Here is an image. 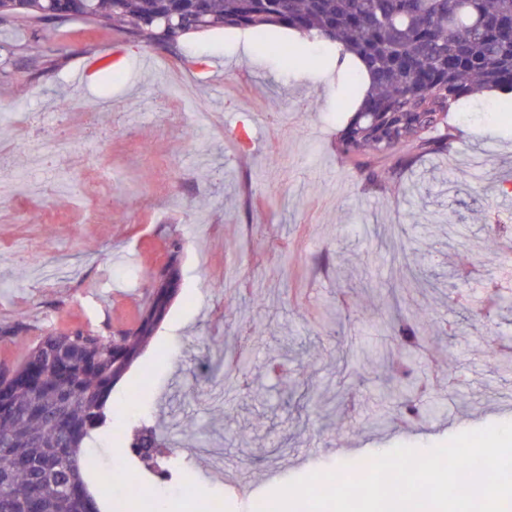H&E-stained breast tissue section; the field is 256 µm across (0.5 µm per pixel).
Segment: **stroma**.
<instances>
[{"label":"stroma","mask_w":512,"mask_h":512,"mask_svg":"<svg viewBox=\"0 0 512 512\" xmlns=\"http://www.w3.org/2000/svg\"><path fill=\"white\" fill-rule=\"evenodd\" d=\"M84 27L0 24L12 47L0 177L26 181L0 196V368L21 361L16 333L33 346L131 326L179 242V292L110 399L116 411L142 401L172 448V478L131 452V417L97 441L100 462L122 460L159 512H205L219 493L223 512H253L291 479L512 422V371L480 341L512 346V264L486 248L489 228L512 227V111L499 95L452 113L448 153L409 168L388 159L377 189L336 149L357 95L315 44L309 64L289 66L237 29L148 49ZM116 53L119 81L108 67L76 79ZM74 99L100 109L67 110ZM389 283L454 327L413 366L430 409L418 420L352 359L389 317ZM492 293L497 314L475 322Z\"/></svg>","instance_id":"stroma-1"}]
</instances>
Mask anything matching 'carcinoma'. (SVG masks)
Returning <instances> with one entry per match:
<instances>
[{
  "label": "carcinoma",
  "instance_id": "obj_1",
  "mask_svg": "<svg viewBox=\"0 0 512 512\" xmlns=\"http://www.w3.org/2000/svg\"><path fill=\"white\" fill-rule=\"evenodd\" d=\"M3 19L26 24L83 20L124 31L147 47L173 46L209 29H290L336 50L346 85L366 84L354 115L336 134V148L381 186L380 160L444 154L453 137L448 115L484 89L512 94V0H0ZM357 58L353 69L346 57ZM156 325L127 337L121 366L112 339L54 333L36 346L18 336L22 362L0 372V512H100L98 496L121 481L123 466H102L88 451L112 434L108 401L153 338ZM427 316L414 312L384 330L403 347L397 384L384 397L417 418L409 398L412 355L430 340Z\"/></svg>",
  "mask_w": 512,
  "mask_h": 512
}]
</instances>
